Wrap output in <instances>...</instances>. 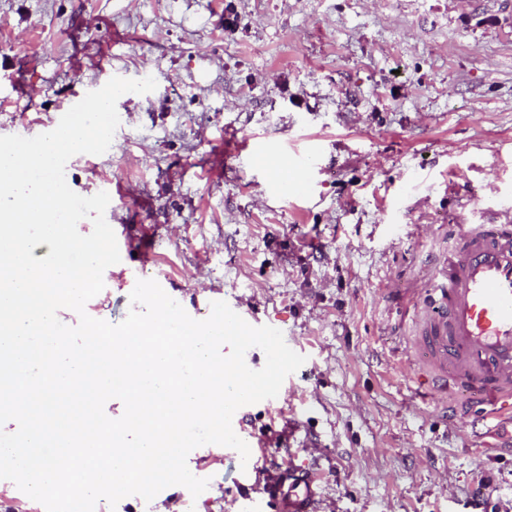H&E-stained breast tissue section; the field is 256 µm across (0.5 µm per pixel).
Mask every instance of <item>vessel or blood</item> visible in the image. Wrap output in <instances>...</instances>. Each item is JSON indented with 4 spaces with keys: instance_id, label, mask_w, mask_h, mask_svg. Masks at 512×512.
Wrapping results in <instances>:
<instances>
[{
    "instance_id": "b4317fda",
    "label": "vessel or blood",
    "mask_w": 512,
    "mask_h": 512,
    "mask_svg": "<svg viewBox=\"0 0 512 512\" xmlns=\"http://www.w3.org/2000/svg\"><path fill=\"white\" fill-rule=\"evenodd\" d=\"M434 292L411 342L419 377L440 401L462 392L487 416L512 419V232L500 224L459 225ZM269 490L279 512H317L307 466L290 467Z\"/></svg>"
}]
</instances>
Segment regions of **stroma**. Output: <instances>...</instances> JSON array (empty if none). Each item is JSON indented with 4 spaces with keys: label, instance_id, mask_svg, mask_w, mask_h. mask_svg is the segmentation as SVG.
Listing matches in <instances>:
<instances>
[{
    "label": "stroma",
    "instance_id": "35a3bbf8",
    "mask_svg": "<svg viewBox=\"0 0 512 512\" xmlns=\"http://www.w3.org/2000/svg\"><path fill=\"white\" fill-rule=\"evenodd\" d=\"M147 70L110 148L65 167L110 197L104 320L152 279L197 320L236 305L305 362L240 408L249 459L197 447L198 497L115 512H277L269 476L299 464L318 512H512V455L474 447L512 422L464 397L444 412L397 368L454 225H512V0H0V136ZM299 164L292 196L272 173Z\"/></svg>",
    "mask_w": 512,
    "mask_h": 512
}]
</instances>
